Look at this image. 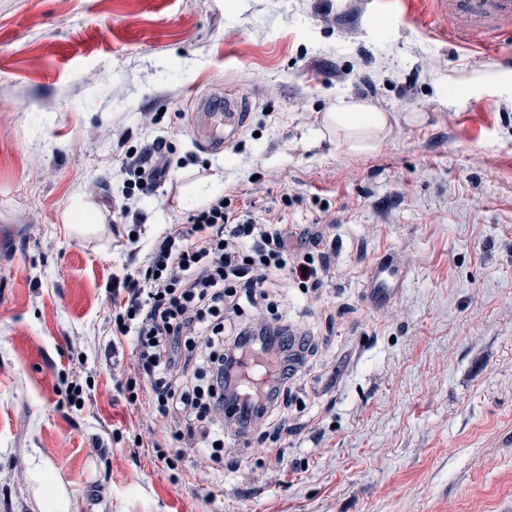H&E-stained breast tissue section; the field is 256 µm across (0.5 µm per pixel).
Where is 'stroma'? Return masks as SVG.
<instances>
[{
	"instance_id": "stroma-1",
	"label": "stroma",
	"mask_w": 512,
	"mask_h": 512,
	"mask_svg": "<svg viewBox=\"0 0 512 512\" xmlns=\"http://www.w3.org/2000/svg\"><path fill=\"white\" fill-rule=\"evenodd\" d=\"M215 87L248 94L220 153L195 132ZM339 99L387 131L319 137ZM156 138L172 168L135 204L141 249L221 194L294 249L328 227L322 284L279 280L257 308L315 353L273 416L225 434L222 472L133 455L172 427L117 390L135 351L109 287L137 260L108 200ZM80 203L91 220H68ZM385 254L407 280L375 304ZM0 512H512V36L414 0H0Z\"/></svg>"
}]
</instances>
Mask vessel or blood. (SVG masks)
<instances>
[{"instance_id": "vessel-or-blood-1", "label": "vessel or blood", "mask_w": 512, "mask_h": 512, "mask_svg": "<svg viewBox=\"0 0 512 512\" xmlns=\"http://www.w3.org/2000/svg\"><path fill=\"white\" fill-rule=\"evenodd\" d=\"M442 14L451 20H462L465 30L472 35H491L504 23L512 21V0H438ZM199 122V144L207 149L222 148L226 139L234 137L242 128L245 105L237 97L218 100L209 96L196 99ZM404 275L390 258H380L371 268L367 281V294L379 303L398 291Z\"/></svg>"}]
</instances>
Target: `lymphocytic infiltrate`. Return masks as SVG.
I'll return each mask as SVG.
<instances>
[{"instance_id": "obj_1", "label": "lymphocytic infiltrate", "mask_w": 512, "mask_h": 512, "mask_svg": "<svg viewBox=\"0 0 512 512\" xmlns=\"http://www.w3.org/2000/svg\"><path fill=\"white\" fill-rule=\"evenodd\" d=\"M156 139L128 150L124 173L133 189L148 195L165 181L170 164ZM323 227L303 231L301 247L288 249V229L259 224L231 209L226 197L212 199L170 225L143 261L112 285V333L130 338L136 360L125 389L144 395L174 425L176 458L201 449L224 462V420L251 426L288 388L297 364L310 349L306 333L287 321L261 318L225 326L226 317L255 306L263 288L280 277L318 285L331 270ZM276 356L277 378L263 400L241 397L243 355Z\"/></svg>"}]
</instances>
